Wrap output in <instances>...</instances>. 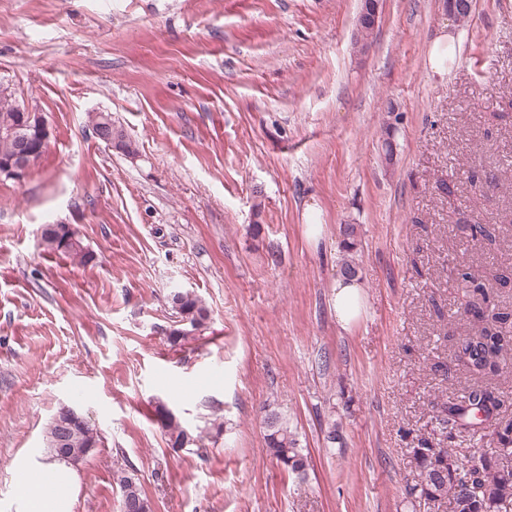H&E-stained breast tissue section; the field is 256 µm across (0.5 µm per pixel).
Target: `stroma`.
Instances as JSON below:
<instances>
[{
    "label": "stroma",
    "instance_id": "35a3bbf8",
    "mask_svg": "<svg viewBox=\"0 0 512 512\" xmlns=\"http://www.w3.org/2000/svg\"><path fill=\"white\" fill-rule=\"evenodd\" d=\"M442 6L382 0L365 49L360 0H0V85L51 130L24 181L0 177V512L65 404L101 435L72 512H120L130 469L152 512H431L407 506L410 449L469 382L457 272L512 266V0H476L457 27ZM98 111L136 154L95 137ZM474 221L494 245L462 233ZM47 224L93 261L45 251ZM346 260L364 299L348 327ZM174 288L210 310L176 344ZM162 404L193 444L170 447ZM269 410L308 451L305 479L269 457ZM333 288L337 322L343 326L357 322L362 313V286L355 278L341 277Z\"/></svg>",
    "mask_w": 512,
    "mask_h": 512
}]
</instances>
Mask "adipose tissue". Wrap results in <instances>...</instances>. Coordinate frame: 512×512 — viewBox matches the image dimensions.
<instances>
[{
	"label": "adipose tissue",
	"mask_w": 512,
	"mask_h": 512,
	"mask_svg": "<svg viewBox=\"0 0 512 512\" xmlns=\"http://www.w3.org/2000/svg\"><path fill=\"white\" fill-rule=\"evenodd\" d=\"M14 469L18 475L14 512H72L80 494V479L72 465L36 450L18 459ZM33 473L39 474L38 482H29Z\"/></svg>",
	"instance_id": "adipose-tissue-1"
}]
</instances>
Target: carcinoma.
I'll use <instances>...</instances> for the list:
<instances>
[{
	"label": "carcinoma",
	"instance_id": "carcinoma-1",
	"mask_svg": "<svg viewBox=\"0 0 512 512\" xmlns=\"http://www.w3.org/2000/svg\"><path fill=\"white\" fill-rule=\"evenodd\" d=\"M19 113L8 98L0 97V127L17 123ZM464 232L472 241H496V229L491 224L467 223ZM42 243L49 251L69 255L72 260L85 265L93 256L82 240L77 244H63L55 225L43 230ZM459 286L470 298L463 313L481 323L473 336L459 339L455 360L462 363L475 377L461 397L442 402L434 417V432L438 442L420 438L411 448L419 469L418 481L408 488L407 495L437 505H446L448 512H509L512 508V421L505 422L496 433L497 447L490 454L463 456L452 448L441 446L462 431H473L478 422L500 414L504 400L496 395L483 379L495 377L503 370V352L508 345L503 326H512V310L490 311L479 301L490 300L483 279L471 271L460 274ZM171 302L180 319L188 320L191 329L203 327L209 319L206 304L196 295L175 290ZM162 428L166 431L171 447H183L192 441L191 434L165 406L158 408ZM265 444L269 456L285 471L303 478L309 466L308 454L298 447L297 440L288 427L274 413L266 415ZM99 435L88 421L62 426L51 420L45 431V451L52 457L66 459L74 464L90 456L99 445ZM121 505L138 507V512H151V505L143 495L138 479L133 473L118 477Z\"/></svg>",
	"mask_w": 512,
	"mask_h": 512
}]
</instances>
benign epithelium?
<instances>
[{"label": "benign epithelium", "mask_w": 512, "mask_h": 512, "mask_svg": "<svg viewBox=\"0 0 512 512\" xmlns=\"http://www.w3.org/2000/svg\"><path fill=\"white\" fill-rule=\"evenodd\" d=\"M471 12L469 0H447L444 16L451 23L458 22L461 14ZM361 14L365 26L376 27L380 14V0H363ZM21 112L20 125L6 126L0 129L1 136L14 137L22 144L21 151L8 159H0V174L16 181L24 180L31 170V158L38 152L46 150L50 142V128L42 114L28 105L17 106ZM97 137L109 147L126 151V139L118 131L112 130V121H107L98 128Z\"/></svg>", "instance_id": "obj_1"}]
</instances>
